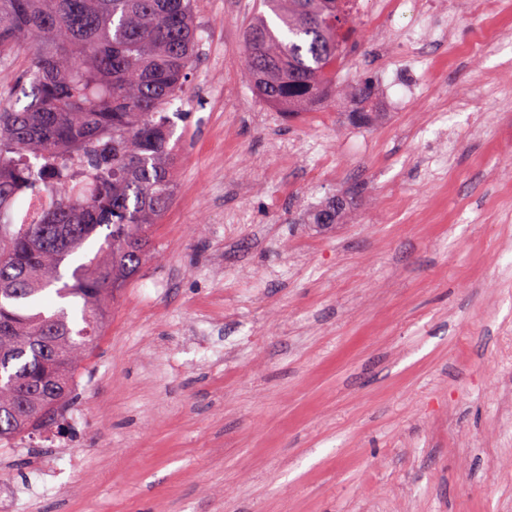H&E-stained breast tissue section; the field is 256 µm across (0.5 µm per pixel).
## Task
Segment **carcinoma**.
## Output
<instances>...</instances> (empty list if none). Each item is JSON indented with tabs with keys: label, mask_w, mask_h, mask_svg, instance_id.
Returning <instances> with one entry per match:
<instances>
[{
	"label": "carcinoma",
	"mask_w": 512,
	"mask_h": 512,
	"mask_svg": "<svg viewBox=\"0 0 512 512\" xmlns=\"http://www.w3.org/2000/svg\"><path fill=\"white\" fill-rule=\"evenodd\" d=\"M350 2L262 0L278 23L258 11L245 31L261 98L291 113L332 93ZM201 33L194 0H0V55H31L22 96L0 98V448L64 417L97 323L150 254ZM26 193L51 202L3 222Z\"/></svg>",
	"instance_id": "carcinoma-1"
}]
</instances>
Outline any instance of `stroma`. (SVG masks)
I'll return each instance as SVG.
<instances>
[{"label": "stroma", "mask_w": 512, "mask_h": 512, "mask_svg": "<svg viewBox=\"0 0 512 512\" xmlns=\"http://www.w3.org/2000/svg\"><path fill=\"white\" fill-rule=\"evenodd\" d=\"M447 2L355 0L359 125L259 97L255 0H197L155 252L68 431L0 448V512H512V0Z\"/></svg>", "instance_id": "obj_1"}]
</instances>
